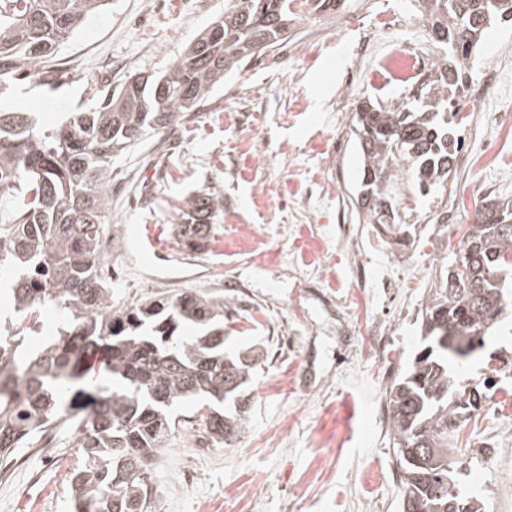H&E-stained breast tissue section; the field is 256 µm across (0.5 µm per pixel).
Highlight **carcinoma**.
Wrapping results in <instances>:
<instances>
[{"mask_svg":"<svg viewBox=\"0 0 512 512\" xmlns=\"http://www.w3.org/2000/svg\"><path fill=\"white\" fill-rule=\"evenodd\" d=\"M104 0H0V86L36 76ZM429 43L439 47L415 91L396 105L367 99L354 132L363 154L359 218L401 226L390 191L411 176L422 192L448 182L462 148L448 115L467 90L486 29L512 24V0H417ZM299 21L289 0H227L161 76L132 75L101 103L42 128L27 112L0 109V274L10 278L16 321L0 323V452L34 445L52 426L77 433L83 461L71 469L74 512H155L154 460L179 430L175 408H195L201 441L231 447L249 422V351L224 350V300L178 292L112 305L100 275L112 208V160L150 131L162 134L204 104L242 64L288 41ZM180 236L209 243L216 199L188 203ZM456 269L429 289L421 346L385 391L388 433L400 472L402 512H482L458 492L463 459L452 436L477 411L489 380L461 381L457 364L484 348L512 308V199L482 202L460 240ZM53 307L58 338L29 354L21 340ZM108 353L112 385L89 380L86 356Z\"/></svg>","mask_w":512,"mask_h":512,"instance_id":"cac0c4a2","label":"carcinoma"}]
</instances>
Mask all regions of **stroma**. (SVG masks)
<instances>
[{"mask_svg": "<svg viewBox=\"0 0 512 512\" xmlns=\"http://www.w3.org/2000/svg\"><path fill=\"white\" fill-rule=\"evenodd\" d=\"M224 0H106L57 45L56 69L14 81L0 106L54 127L92 108L90 85L118 88L133 73H163L217 15ZM388 20L395 47L427 53L415 0H338L303 14L288 41L224 79L164 137L151 136L113 164L116 271L112 303L196 291L223 298L225 348L263 360L245 433L231 447L199 443L190 428L167 442L153 473L156 512H400V474L387 433L385 390L413 356L418 314L483 198H512V73L490 68L512 27H494L459 114L470 164L455 162L446 188L422 193L408 177L392 198L410 242L360 223L362 159L352 117L364 100L400 102L407 87L376 75V45L359 47ZM218 201L205 250L181 248L177 227L196 195ZM448 219L440 238L435 220ZM497 381L453 438L480 454L463 495L501 512L502 451L512 417ZM51 447L0 458V512H73L67 475L82 461L60 427Z\"/></svg>", "mask_w": 512, "mask_h": 512, "instance_id": "35a3bbf8", "label": "stroma"}]
</instances>
